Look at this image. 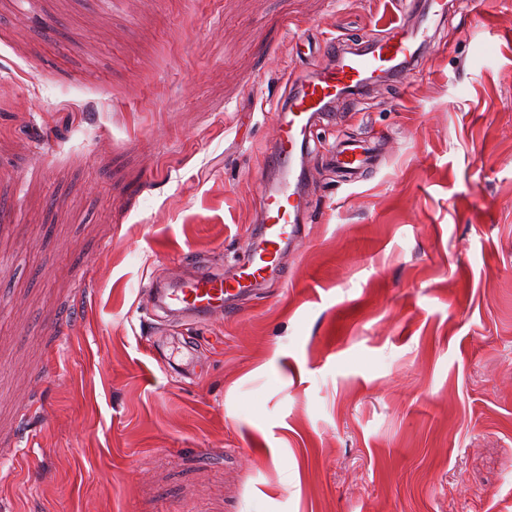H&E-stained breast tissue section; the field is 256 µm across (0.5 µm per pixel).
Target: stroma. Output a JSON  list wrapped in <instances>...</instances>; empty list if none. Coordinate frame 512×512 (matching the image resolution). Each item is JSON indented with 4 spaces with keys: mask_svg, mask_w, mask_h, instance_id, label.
<instances>
[{
    "mask_svg": "<svg viewBox=\"0 0 512 512\" xmlns=\"http://www.w3.org/2000/svg\"><path fill=\"white\" fill-rule=\"evenodd\" d=\"M449 2L200 320L144 287L247 261L287 75L402 0H0V512H512V0ZM357 149L355 145H348L336 154V167L346 175H354L366 162V158L363 159Z\"/></svg>",
    "mask_w": 512,
    "mask_h": 512,
    "instance_id": "stroma-1",
    "label": "stroma"
}]
</instances>
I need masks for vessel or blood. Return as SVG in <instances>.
Segmentation results:
<instances>
[{
    "label": "vessel or blood",
    "instance_id": "vessel-or-blood-1",
    "mask_svg": "<svg viewBox=\"0 0 512 512\" xmlns=\"http://www.w3.org/2000/svg\"><path fill=\"white\" fill-rule=\"evenodd\" d=\"M428 38V30L413 31L405 22L398 21L368 48L337 49L335 63L317 67L313 76L291 83L277 107L280 137L275 143V162L280 173L276 181L259 191L266 258L249 262L231 280L202 273L192 279L153 286L146 300L147 309L171 315L190 313L205 319L223 316L225 296L242 292L261 279L277 261L282 244L296 235L301 195L292 183L291 162L296 152L307 150L308 131L314 118L328 111L336 100L357 102L366 85L383 74L416 64ZM335 163L341 172L352 175L365 161L356 146L350 145L337 153Z\"/></svg>",
    "mask_w": 512,
    "mask_h": 512
}]
</instances>
